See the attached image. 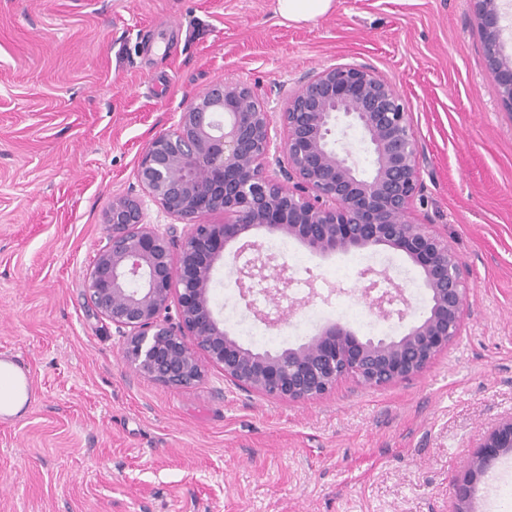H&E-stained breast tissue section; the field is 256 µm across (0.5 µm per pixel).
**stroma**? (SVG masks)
<instances>
[{
    "label": "stroma",
    "instance_id": "obj_1",
    "mask_svg": "<svg viewBox=\"0 0 512 512\" xmlns=\"http://www.w3.org/2000/svg\"><path fill=\"white\" fill-rule=\"evenodd\" d=\"M275 0H0V356H24L29 408L0 418V512H452L484 434L512 416V110L498 96L472 0H334L282 25ZM368 66L407 101L423 150L417 222L467 269L460 336L412 379L348 377L323 398L243 391L206 367L194 385L136 376L84 295L114 197L142 195L147 144L198 95L243 81L282 112L301 79ZM423 315L402 252L366 251ZM269 351L362 307L358 277L308 255ZM317 296H310V289ZM213 305L240 344L264 324L217 266Z\"/></svg>",
    "mask_w": 512,
    "mask_h": 512
}]
</instances>
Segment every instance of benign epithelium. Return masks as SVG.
Wrapping results in <instances>:
<instances>
[{
	"label": "benign epithelium",
	"instance_id": "7a95c632",
	"mask_svg": "<svg viewBox=\"0 0 512 512\" xmlns=\"http://www.w3.org/2000/svg\"><path fill=\"white\" fill-rule=\"evenodd\" d=\"M474 21L500 101L512 110V56L505 53L500 0H474ZM360 132L369 167L354 159L347 130ZM421 151L406 101L372 68L331 64L309 75L275 115L238 80L213 84L154 137L136 169L142 190L180 225L147 224L142 201L119 196L104 213L112 234L84 276L95 312L123 340L137 376L166 387L197 382L205 365L224 381L264 396L308 401L345 377L369 386L406 381L460 335L466 267L448 241L418 224ZM224 212V223L202 217ZM288 236L315 254L402 251L421 268L430 296L425 315L394 338L361 339L329 323L309 342L278 352L238 343L215 316L210 284L217 264L236 275L243 298L260 287L272 304L247 306L264 324L286 322L280 305L289 268L249 238ZM370 310L407 317L408 300L385 270L359 272ZM176 318H171L170 309ZM512 453V417L489 430L454 489L453 512H475L476 484Z\"/></svg>",
	"mask_w": 512,
	"mask_h": 512
}]
</instances>
